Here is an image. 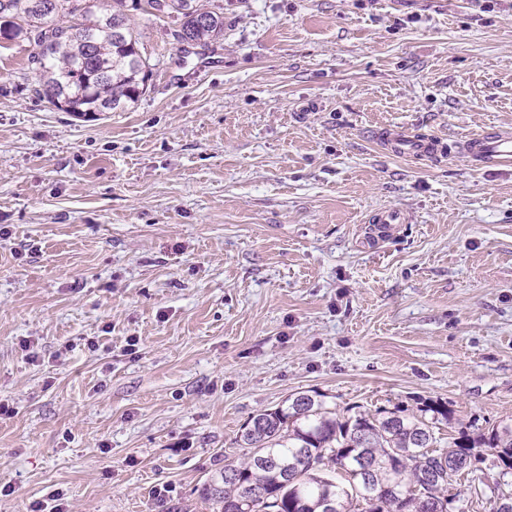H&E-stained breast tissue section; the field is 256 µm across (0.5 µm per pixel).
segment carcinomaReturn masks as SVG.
I'll list each match as a JSON object with an SVG mask.
<instances>
[{"mask_svg":"<svg viewBox=\"0 0 512 512\" xmlns=\"http://www.w3.org/2000/svg\"><path fill=\"white\" fill-rule=\"evenodd\" d=\"M0 0V39L28 41L42 86L56 90L57 108L78 116L125 112L144 92L151 73L126 0L96 13L90 0ZM132 9L174 14L173 39L207 48L224 39V6L196 0H132ZM122 36L114 37L113 27ZM431 417L399 409L338 413L320 393L297 392L288 405L254 414L235 438L241 455L203 484L217 512H448V488L473 472L483 451L501 475L512 474V421L448 447L435 429L448 408L429 405ZM489 512H512V494L491 493Z\"/></svg>","mask_w":512,"mask_h":512,"instance_id":"cac0c4a2","label":"carcinoma"}]
</instances>
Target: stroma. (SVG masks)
<instances>
[{
	"mask_svg": "<svg viewBox=\"0 0 512 512\" xmlns=\"http://www.w3.org/2000/svg\"><path fill=\"white\" fill-rule=\"evenodd\" d=\"M223 3L189 54L133 14L152 75L98 120L0 44V512H212L239 430L299 391L446 404L444 441L512 419V165L459 148L512 131V0ZM395 124L447 155L369 139Z\"/></svg>",
	"mask_w": 512,
	"mask_h": 512,
	"instance_id": "obj_1",
	"label": "stroma"
}]
</instances>
